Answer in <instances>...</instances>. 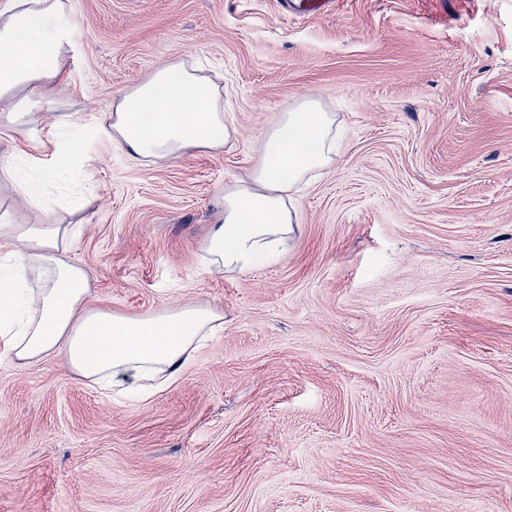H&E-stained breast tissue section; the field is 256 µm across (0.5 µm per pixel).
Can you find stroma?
I'll use <instances>...</instances> for the list:
<instances>
[{
    "label": "stroma",
    "mask_w": 512,
    "mask_h": 512,
    "mask_svg": "<svg viewBox=\"0 0 512 512\" xmlns=\"http://www.w3.org/2000/svg\"><path fill=\"white\" fill-rule=\"evenodd\" d=\"M70 0L71 250L92 305L224 329L169 388L109 395L0 345V512H512V0ZM224 87L231 148L131 164L92 124L166 62ZM344 145L282 260L208 275L225 185L307 97Z\"/></svg>",
    "instance_id": "obj_1"
}]
</instances>
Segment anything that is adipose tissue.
<instances>
[{
    "label": "adipose tissue",
    "instance_id": "adipose-tissue-1",
    "mask_svg": "<svg viewBox=\"0 0 512 512\" xmlns=\"http://www.w3.org/2000/svg\"><path fill=\"white\" fill-rule=\"evenodd\" d=\"M69 0H0V131L26 148L0 158V185L36 215L16 223L0 215V338L16 365L47 359L99 389L152 396L171 386L203 345L224 328L217 307L185 304L142 315L97 308L87 275L68 253V224L53 222L46 184L80 177L88 158L58 134L39 137L37 121L61 87L71 39L62 22ZM336 119L310 97L279 113L260 140L246 178L225 186L220 221L203 248L210 275L244 274L288 253L298 222L293 196L336 160ZM97 135L133 164L169 162L193 150L218 153L235 131L224 119V89L189 62L156 67L95 120ZM51 150L41 166L35 152Z\"/></svg>",
    "mask_w": 512,
    "mask_h": 512
}]
</instances>
